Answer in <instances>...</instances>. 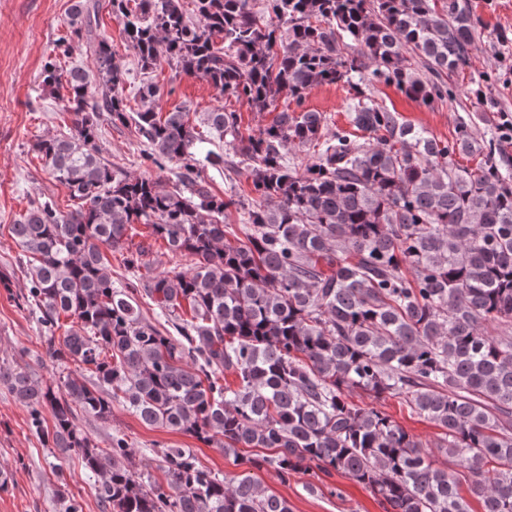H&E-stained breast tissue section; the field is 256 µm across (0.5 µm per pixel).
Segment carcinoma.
Instances as JSON below:
<instances>
[{"label":"carcinoma","mask_w":512,"mask_h":512,"mask_svg":"<svg viewBox=\"0 0 512 512\" xmlns=\"http://www.w3.org/2000/svg\"><path fill=\"white\" fill-rule=\"evenodd\" d=\"M109 2L140 70L164 60L255 112L284 92L295 108L247 134L238 113L207 112L232 156L206 150L186 110L156 111V85L141 82V109L127 110L129 71L93 25L97 6L72 0L41 84L65 90L73 127L33 144L68 209L37 199L9 225L29 262L15 301L61 373L44 382L25 364L0 365V385L41 445L81 461L100 512H291L251 474L221 477L190 448L137 462L120 432L101 447L80 417L107 423L116 403L285 484L341 472L384 512H471L463 487L483 512H512V174L467 124L439 141L363 88L394 85L426 106L448 99L474 39L470 10L458 0H192L191 21L184 0ZM348 41L360 46L351 58ZM80 47L92 76L67 65ZM338 83L354 91L357 133L328 138L326 117L304 102ZM104 118L134 126L143 174L99 156ZM306 147L310 159L290 157ZM458 154L482 159L467 168ZM171 167L167 190L151 171ZM223 168L244 177L250 201L211 191L206 171ZM233 204L237 231L222 220ZM138 224L188 267L141 274ZM104 248L123 256L125 287L112 285ZM139 295L172 333L142 316ZM355 391L370 402H352ZM401 397L443 431L439 450L458 470L436 466L379 408ZM154 460L162 480L145 474ZM54 512H84L63 482Z\"/></svg>","instance_id":"cac0c4a2"}]
</instances>
